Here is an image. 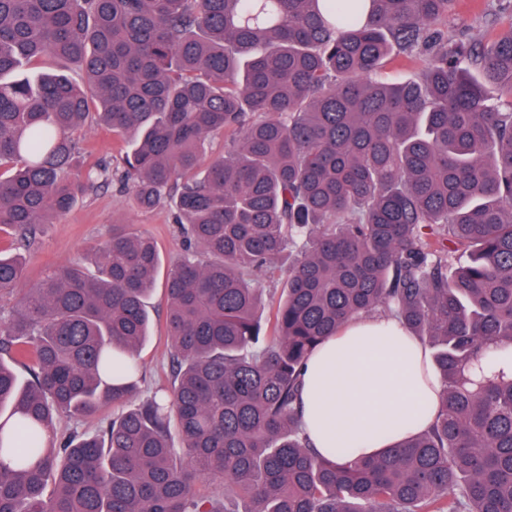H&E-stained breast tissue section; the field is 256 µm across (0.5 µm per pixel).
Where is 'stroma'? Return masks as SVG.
<instances>
[{"mask_svg": "<svg viewBox=\"0 0 512 512\" xmlns=\"http://www.w3.org/2000/svg\"><path fill=\"white\" fill-rule=\"evenodd\" d=\"M512 27V17L498 9L497 0H457L456 10L448 20L449 39H495ZM80 145L88 162H109L127 148L124 141L114 139L111 132L89 123L82 133ZM130 224L142 234L152 236L159 248L161 269L149 299L154 327L150 340L140 351L141 389L152 390L168 385L169 360L165 337V270L179 252L182 238L172 222L170 204L143 211L138 209L130 193L119 183L79 196L71 211L56 223L44 225L42 233L26 253L27 281L35 283L49 267L60 263H84L89 246L104 241L114 221Z\"/></svg>", "mask_w": 512, "mask_h": 512, "instance_id": "1", "label": "stroma"}]
</instances>
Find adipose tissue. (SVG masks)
<instances>
[{
  "instance_id": "obj_1",
  "label": "adipose tissue",
  "mask_w": 512,
  "mask_h": 512,
  "mask_svg": "<svg viewBox=\"0 0 512 512\" xmlns=\"http://www.w3.org/2000/svg\"><path fill=\"white\" fill-rule=\"evenodd\" d=\"M430 361L390 317H365L327 337L302 376L303 424L315 448L371 457L426 428L441 406Z\"/></svg>"
}]
</instances>
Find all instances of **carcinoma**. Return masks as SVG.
Instances as JSON below:
<instances>
[{"instance_id":"carcinoma-1","label":"carcinoma","mask_w":512,"mask_h":512,"mask_svg":"<svg viewBox=\"0 0 512 512\" xmlns=\"http://www.w3.org/2000/svg\"><path fill=\"white\" fill-rule=\"evenodd\" d=\"M454 3L0 0V299L17 297L0 307V512H512V30L450 44ZM423 55L414 78H374ZM43 57L83 81L10 79ZM93 119L133 139L137 207L171 198L183 234L169 386L140 398L150 238L114 224L92 269L23 287L39 226L112 182L98 163L73 175ZM372 315L429 349L442 407L333 461L302 430V370ZM134 397L44 442L56 417ZM124 409H126L124 406L118 407L112 406V404H108L103 407L95 417L88 418L84 421H76L70 420L69 418H63L57 423L58 438L62 433L75 429L76 427L79 431H88L93 433L97 431L102 425H105L107 421L112 419V415L121 412Z\"/></svg>"}]
</instances>
